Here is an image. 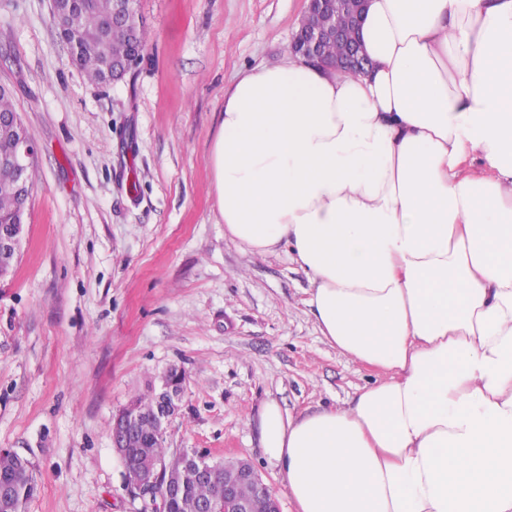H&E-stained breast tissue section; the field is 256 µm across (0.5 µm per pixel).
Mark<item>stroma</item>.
Here are the masks:
<instances>
[{
    "mask_svg": "<svg viewBox=\"0 0 512 512\" xmlns=\"http://www.w3.org/2000/svg\"><path fill=\"white\" fill-rule=\"evenodd\" d=\"M306 0H136L149 34L116 84L87 81L49 0H0V83L37 143L17 264L0 277V450L27 458L20 512H143L112 417L186 374L171 453L248 460L294 505L259 446L266 401L342 404L372 373L321 335L305 272L224 233L210 149L224 90L275 63Z\"/></svg>",
    "mask_w": 512,
    "mask_h": 512,
    "instance_id": "1",
    "label": "stroma"
}]
</instances>
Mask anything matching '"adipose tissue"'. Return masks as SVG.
Returning <instances> with one entry per match:
<instances>
[{"label": "adipose tissue", "mask_w": 512, "mask_h": 512, "mask_svg": "<svg viewBox=\"0 0 512 512\" xmlns=\"http://www.w3.org/2000/svg\"><path fill=\"white\" fill-rule=\"evenodd\" d=\"M351 74L240 71L211 145L224 231L287 247L322 336L374 371L259 414L295 512H512V0H368Z\"/></svg>", "instance_id": "ef3b65f1"}]
</instances>
